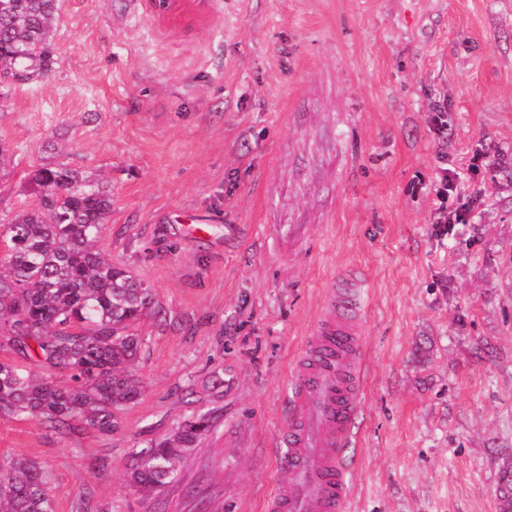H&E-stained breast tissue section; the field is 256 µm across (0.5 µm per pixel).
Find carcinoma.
<instances>
[{"instance_id":"1","label":"carcinoma","mask_w":512,"mask_h":512,"mask_svg":"<svg viewBox=\"0 0 512 512\" xmlns=\"http://www.w3.org/2000/svg\"><path fill=\"white\" fill-rule=\"evenodd\" d=\"M56 0H0V69L14 77L51 70ZM41 207H21L4 225L0 264V347L35 353L60 386L0 362V416L37 418L55 429L84 422L115 427L114 409L140 395L130 367L143 341L132 325L156 306L153 288L98 248L112 211L102 183L63 165L30 174ZM208 431L202 414L139 452L129 472L142 492L171 482L176 464ZM0 512H54L41 466L17 458L0 468Z\"/></svg>"}]
</instances>
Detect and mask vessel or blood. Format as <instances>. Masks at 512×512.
Masks as SVG:
<instances>
[{"instance_id":"obj_1","label":"vessel or blood","mask_w":512,"mask_h":512,"mask_svg":"<svg viewBox=\"0 0 512 512\" xmlns=\"http://www.w3.org/2000/svg\"><path fill=\"white\" fill-rule=\"evenodd\" d=\"M364 307L353 288L330 291L325 312L293 365V411L281 434L287 480L266 512H344V452L363 394Z\"/></svg>"}]
</instances>
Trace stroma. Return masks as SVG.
I'll list each match as a JSON object with an SVG mask.
<instances>
[{"mask_svg":"<svg viewBox=\"0 0 512 512\" xmlns=\"http://www.w3.org/2000/svg\"><path fill=\"white\" fill-rule=\"evenodd\" d=\"M52 47L47 76L0 82V219L40 207L34 169L98 177L100 248L161 312L135 325L142 392L112 432L0 417V464L37 461L56 512H264L288 477L271 448L293 364L354 273L365 387L345 512H499L512 0H58ZM442 167L469 215L441 240ZM195 413L210 427L176 480L133 488L135 453Z\"/></svg>","mask_w":512,"mask_h":512,"instance_id":"35a3bbf8","label":"stroma"}]
</instances>
